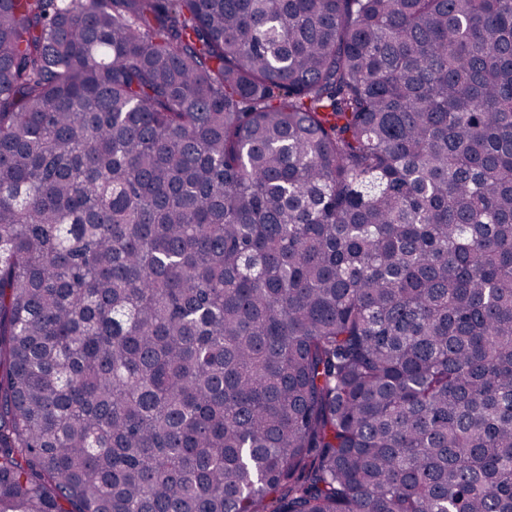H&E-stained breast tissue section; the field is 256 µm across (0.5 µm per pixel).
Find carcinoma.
Listing matches in <instances>:
<instances>
[{"mask_svg":"<svg viewBox=\"0 0 512 512\" xmlns=\"http://www.w3.org/2000/svg\"><path fill=\"white\" fill-rule=\"evenodd\" d=\"M0 512H512V0H0Z\"/></svg>","mask_w":512,"mask_h":512,"instance_id":"obj_1","label":"carcinoma"}]
</instances>
